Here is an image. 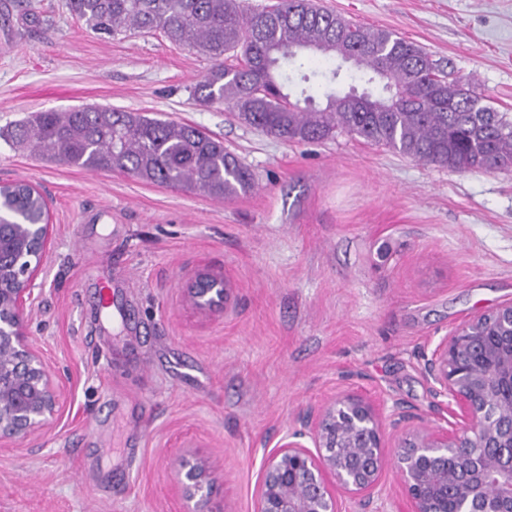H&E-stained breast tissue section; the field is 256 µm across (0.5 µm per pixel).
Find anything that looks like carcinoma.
Returning a JSON list of instances; mask_svg holds the SVG:
<instances>
[{"label":"carcinoma","mask_w":512,"mask_h":512,"mask_svg":"<svg viewBox=\"0 0 512 512\" xmlns=\"http://www.w3.org/2000/svg\"><path fill=\"white\" fill-rule=\"evenodd\" d=\"M87 28L115 37L157 31L213 65L195 87L242 123L284 142L346 133L426 165L465 173L512 167V113L449 78L420 45L355 24L315 0H281L277 17L247 0H67ZM348 59L366 87L291 99L281 71L303 53ZM49 162L120 171L139 180L228 199L254 187L224 143L190 124L107 106L34 112L7 133ZM45 200L24 181L0 185V224H35Z\"/></svg>","instance_id":"cac0c4a2"}]
</instances>
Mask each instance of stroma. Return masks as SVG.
Here are the masks:
<instances>
[{
	"instance_id": "35a3bbf8",
	"label": "stroma",
	"mask_w": 512,
	"mask_h": 512,
	"mask_svg": "<svg viewBox=\"0 0 512 512\" xmlns=\"http://www.w3.org/2000/svg\"><path fill=\"white\" fill-rule=\"evenodd\" d=\"M318 3L416 42L512 112V0ZM210 67L157 32L97 35L65 0H0V183L51 204L26 327L66 388L39 439L0 451V512H187L173 492L185 454L214 473L210 512H256L267 452L339 394L439 426L435 344L512 302V168L457 173L344 133L281 141L196 100ZM96 105L206 131L253 189L213 199L48 162L5 135ZM202 274L232 281L224 302L190 300ZM406 508L392 465L370 502L342 506Z\"/></svg>"
}]
</instances>
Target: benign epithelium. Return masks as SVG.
Segmentation results:
<instances>
[{
    "label": "benign epithelium",
    "instance_id": "benign-epithelium-1",
    "mask_svg": "<svg viewBox=\"0 0 512 512\" xmlns=\"http://www.w3.org/2000/svg\"><path fill=\"white\" fill-rule=\"evenodd\" d=\"M51 225L0 224V447L35 440L61 412L64 386L25 330ZM201 307L224 300V282L191 289ZM508 325L512 302L469 319L436 343L425 372L435 395L448 399L452 422L431 429H403L404 415L385 416L375 403L345 393L308 413L300 430L286 433L265 459L257 484V512H342V498L365 500L377 491L388 460L386 430L400 432L395 466L408 512H506L493 504L512 501V469L490 464L488 448L512 447V410L502 420L494 405L496 377L478 371L490 362L512 378V354L503 358L482 336L487 322ZM455 478L448 481V472ZM177 490L189 512H209L208 467L184 456Z\"/></svg>",
    "mask_w": 512,
    "mask_h": 512
}]
</instances>
